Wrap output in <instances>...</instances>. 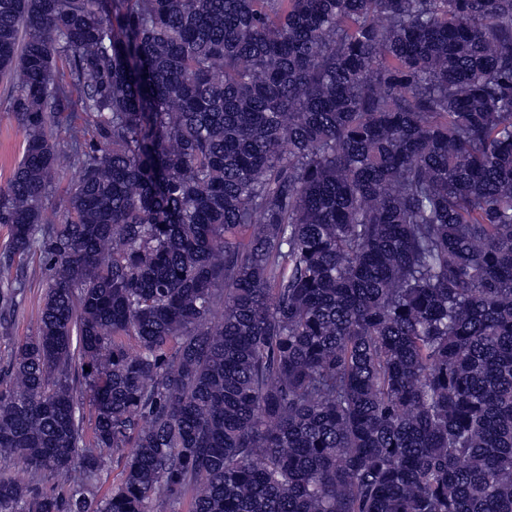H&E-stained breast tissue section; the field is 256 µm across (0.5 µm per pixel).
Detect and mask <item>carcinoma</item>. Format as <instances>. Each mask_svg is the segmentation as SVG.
<instances>
[{
	"label": "carcinoma",
	"instance_id": "1",
	"mask_svg": "<svg viewBox=\"0 0 512 512\" xmlns=\"http://www.w3.org/2000/svg\"><path fill=\"white\" fill-rule=\"evenodd\" d=\"M0 80V512H512V0H0ZM7 95L5 84L0 82V186L5 185L11 176L21 153L22 135L15 117L3 103ZM75 177L73 166L62 160L59 164V171L56 174L49 199L45 203V216L47 218H59L62 214L61 205L67 197V190L72 179ZM27 280L25 301L9 312L0 309V372L8 366L11 351L16 344L35 333L40 298L44 292L45 268L39 254L23 261Z\"/></svg>",
	"mask_w": 512,
	"mask_h": 512
}]
</instances>
